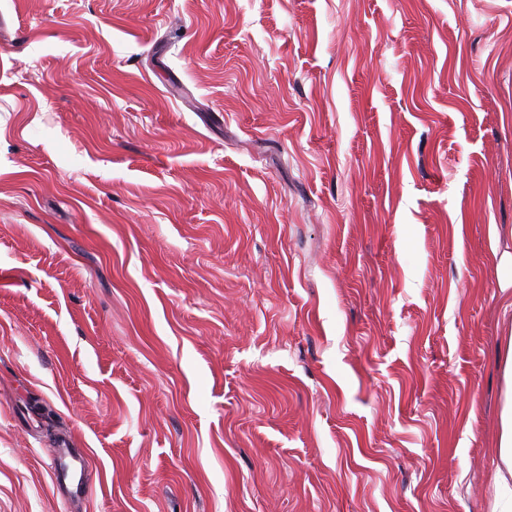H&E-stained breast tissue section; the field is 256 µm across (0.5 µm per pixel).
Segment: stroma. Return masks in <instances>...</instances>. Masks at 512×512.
<instances>
[{"mask_svg": "<svg viewBox=\"0 0 512 512\" xmlns=\"http://www.w3.org/2000/svg\"><path fill=\"white\" fill-rule=\"evenodd\" d=\"M509 272L512 0H0V512H512ZM505 381V396L501 412V433L498 442V458L501 466L497 467V483L510 496L512 488L509 480L512 478V340L508 341L503 365Z\"/></svg>", "mask_w": 512, "mask_h": 512, "instance_id": "1", "label": "stroma"}]
</instances>
